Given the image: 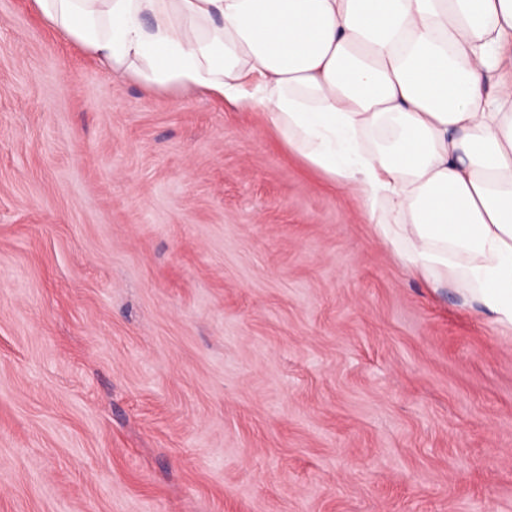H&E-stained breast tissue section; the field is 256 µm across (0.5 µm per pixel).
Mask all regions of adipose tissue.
I'll use <instances>...</instances> for the list:
<instances>
[{"mask_svg": "<svg viewBox=\"0 0 512 512\" xmlns=\"http://www.w3.org/2000/svg\"><path fill=\"white\" fill-rule=\"evenodd\" d=\"M145 90L267 112L432 286L512 327V0H33Z\"/></svg>", "mask_w": 512, "mask_h": 512, "instance_id": "1", "label": "adipose tissue"}]
</instances>
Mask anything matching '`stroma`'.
Masks as SVG:
<instances>
[{
    "label": "stroma",
    "mask_w": 512,
    "mask_h": 512,
    "mask_svg": "<svg viewBox=\"0 0 512 512\" xmlns=\"http://www.w3.org/2000/svg\"><path fill=\"white\" fill-rule=\"evenodd\" d=\"M0 512H512V330L0 0Z\"/></svg>",
    "instance_id": "1"
}]
</instances>
